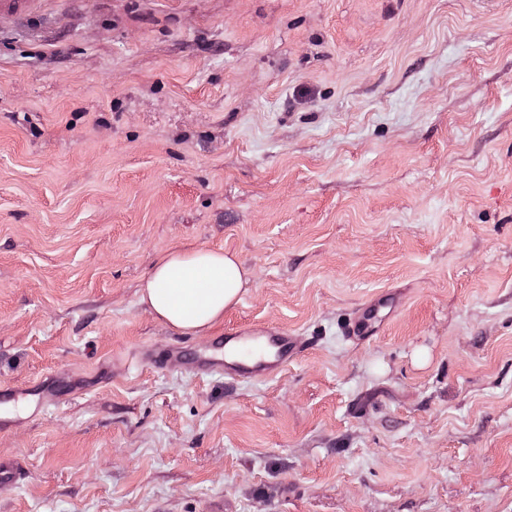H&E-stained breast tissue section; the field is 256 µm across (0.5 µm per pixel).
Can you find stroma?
Segmentation results:
<instances>
[{
    "label": "stroma",
    "mask_w": 512,
    "mask_h": 512,
    "mask_svg": "<svg viewBox=\"0 0 512 512\" xmlns=\"http://www.w3.org/2000/svg\"><path fill=\"white\" fill-rule=\"evenodd\" d=\"M196 248L250 276L193 334L141 291ZM256 321L269 381L135 356ZM56 376L0 512H512V0L0 14V385ZM394 298L390 294H381L351 312L345 320L343 336L354 343H361L373 337L382 324L386 310L391 311Z\"/></svg>",
    "instance_id": "obj_1"
}]
</instances>
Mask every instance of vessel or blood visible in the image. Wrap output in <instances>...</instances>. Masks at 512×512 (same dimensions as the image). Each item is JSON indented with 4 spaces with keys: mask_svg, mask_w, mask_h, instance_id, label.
<instances>
[{
    "mask_svg": "<svg viewBox=\"0 0 512 512\" xmlns=\"http://www.w3.org/2000/svg\"><path fill=\"white\" fill-rule=\"evenodd\" d=\"M394 299L382 294L351 312L342 330L344 337L361 343L373 337L392 309ZM304 351L296 337L278 326L239 327L211 337L207 350H192L181 345L143 348L147 364L163 367L177 362L182 371L196 377L221 376L233 382H260L274 378L299 359ZM70 392L61 380L38 385L35 392L38 407L61 401ZM28 390L0 386V427L4 426L13 407L27 399Z\"/></svg>",
    "mask_w": 512,
    "mask_h": 512,
    "instance_id": "obj_1",
    "label": "vessel or blood"
}]
</instances>
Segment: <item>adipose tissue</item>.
I'll return each mask as SVG.
<instances>
[{"label": "adipose tissue", "instance_id": "ef3b65f1", "mask_svg": "<svg viewBox=\"0 0 512 512\" xmlns=\"http://www.w3.org/2000/svg\"><path fill=\"white\" fill-rule=\"evenodd\" d=\"M248 281L238 258L221 249L163 254L143 283L151 312L182 332L196 333L224 315Z\"/></svg>", "mask_w": 512, "mask_h": 512}]
</instances>
